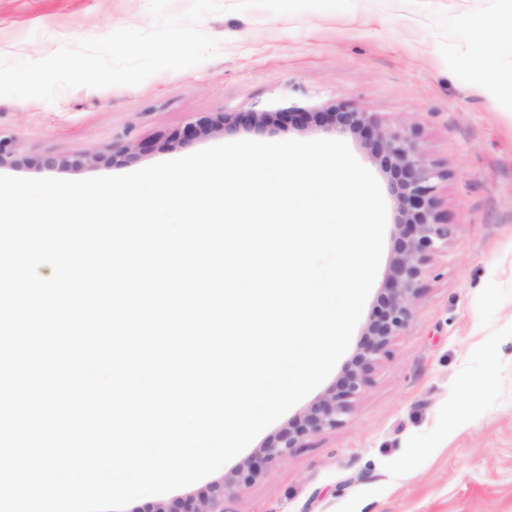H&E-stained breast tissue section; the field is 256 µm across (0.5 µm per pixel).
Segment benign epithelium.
Returning a JSON list of instances; mask_svg holds the SVG:
<instances>
[{"label": "benign epithelium", "mask_w": 512, "mask_h": 512, "mask_svg": "<svg viewBox=\"0 0 512 512\" xmlns=\"http://www.w3.org/2000/svg\"><path fill=\"white\" fill-rule=\"evenodd\" d=\"M273 124L304 128L309 125L346 130L366 135L373 144L383 169L402 204L403 238L399 242L387 288L369 317L366 339L345 376L328 390L302 418L284 430L278 439L260 448L259 463L236 471L234 478L213 488L211 494L198 501L180 502L174 508L159 506L155 512H224L226 490L248 484L257 475L260 464L273 462L297 446L308 435L341 423L349 409V400L368 382L374 364L388 354L391 339L405 331L412 320L415 301L423 289L425 265L448 243L452 227L440 222L436 211L439 174L430 166L415 136L405 129L392 130L378 123L368 112L345 106L310 109L297 104L275 110L250 108L240 112H220L203 116L187 126L180 137L187 144L200 134L222 130L263 131Z\"/></svg>", "instance_id": "benign-epithelium-1"}]
</instances>
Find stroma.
Segmentation results:
<instances>
[{
  "label": "stroma",
  "mask_w": 512,
  "mask_h": 512,
  "mask_svg": "<svg viewBox=\"0 0 512 512\" xmlns=\"http://www.w3.org/2000/svg\"><path fill=\"white\" fill-rule=\"evenodd\" d=\"M512 13V0H355L347 11L205 18L216 57L136 86L62 91L54 102L0 98V137L13 154L0 173L82 180L127 174L252 131L173 137L219 112L281 101L345 104L411 129L441 177L437 212L453 233L426 265L408 329L393 337L337 427L304 437L225 512H512V107L482 93L471 23ZM148 0H0V56L39 60L119 28L149 29ZM155 142L148 153L132 145ZM345 141L378 180L387 225L366 308L395 256L398 202L358 135ZM99 159L71 167L87 153ZM61 160L55 170L46 158ZM321 396L312 391L239 455L204 479L131 502L125 512L208 495ZM472 402L456 425L448 409Z\"/></svg>",
  "instance_id": "stroma-1"
}]
</instances>
